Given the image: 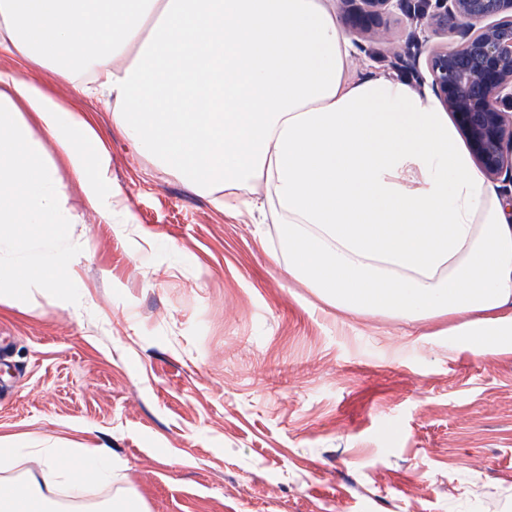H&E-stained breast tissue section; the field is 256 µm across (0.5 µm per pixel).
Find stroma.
<instances>
[{
  "label": "stroma",
  "instance_id": "stroma-1",
  "mask_svg": "<svg viewBox=\"0 0 512 512\" xmlns=\"http://www.w3.org/2000/svg\"><path fill=\"white\" fill-rule=\"evenodd\" d=\"M348 34L356 71L394 68L421 31ZM86 113L129 223L91 208L66 168L74 277L0 303V436L112 450L86 502L149 512H512V354L473 356L424 321L336 312L270 253L271 215L156 169L112 108L55 69L0 51Z\"/></svg>",
  "mask_w": 512,
  "mask_h": 512
}]
</instances>
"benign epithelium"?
Masks as SVG:
<instances>
[{
	"mask_svg": "<svg viewBox=\"0 0 512 512\" xmlns=\"http://www.w3.org/2000/svg\"><path fill=\"white\" fill-rule=\"evenodd\" d=\"M343 19L366 32L409 0H339ZM423 31L446 34L428 47L430 86L458 127L484 176L501 184L512 204V0H420L413 10Z\"/></svg>",
	"mask_w": 512,
	"mask_h": 512,
	"instance_id": "7a95c632",
	"label": "benign epithelium"
}]
</instances>
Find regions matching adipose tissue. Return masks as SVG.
Returning a JSON list of instances; mask_svg holds the SVG:
<instances>
[{
  "label": "adipose tissue",
  "mask_w": 512,
  "mask_h": 512,
  "mask_svg": "<svg viewBox=\"0 0 512 512\" xmlns=\"http://www.w3.org/2000/svg\"><path fill=\"white\" fill-rule=\"evenodd\" d=\"M0 48L113 104L116 130L224 211L273 210L289 277L338 312L447 323L474 355L512 350V205L412 83L351 71L333 0H0ZM65 165L124 211L87 114L0 72V301L62 291ZM103 447L35 448L0 512H59L62 485L106 481Z\"/></svg>",
  "instance_id": "obj_1"
}]
</instances>
